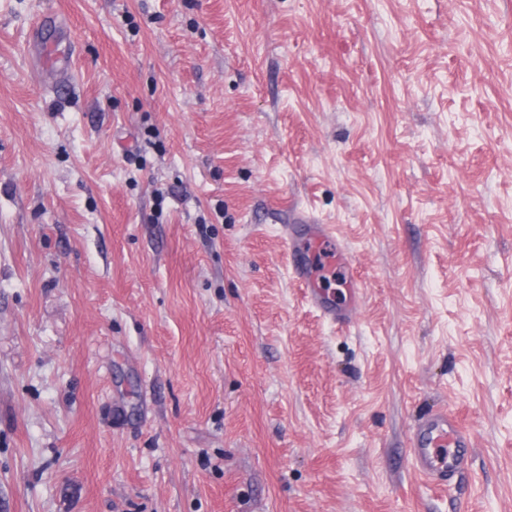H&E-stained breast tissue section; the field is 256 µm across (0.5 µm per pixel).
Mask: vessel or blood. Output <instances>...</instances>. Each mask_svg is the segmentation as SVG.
Wrapping results in <instances>:
<instances>
[{
	"instance_id": "vessel-or-blood-1",
	"label": "vessel or blood",
	"mask_w": 512,
	"mask_h": 512,
	"mask_svg": "<svg viewBox=\"0 0 512 512\" xmlns=\"http://www.w3.org/2000/svg\"><path fill=\"white\" fill-rule=\"evenodd\" d=\"M304 242H291L292 274L306 290L310 305L319 310L331 322L349 324L358 310L362 290L347 252L337 246L332 226L310 224L305 228ZM325 251L331 264L343 274V285L351 302L342 304L336 300V292L322 283L317 271L310 263L311 256ZM410 456L417 474L435 486H448L451 479L461 471L472 446L467 426L447 407L430 410L414 425L410 438Z\"/></svg>"
}]
</instances>
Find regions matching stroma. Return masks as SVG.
<instances>
[{
    "label": "stroma",
    "mask_w": 512,
    "mask_h": 512,
    "mask_svg": "<svg viewBox=\"0 0 512 512\" xmlns=\"http://www.w3.org/2000/svg\"><path fill=\"white\" fill-rule=\"evenodd\" d=\"M0 512H512V0H0ZM306 225V239L300 244L296 241L291 227L292 237L289 238L290 257L292 258V274L306 290L310 305L319 310L331 322L340 325L349 324L358 310L361 302L362 289L358 276L354 273L353 263L347 252L336 245V238L332 226L328 224ZM325 250L330 261L328 272L339 268L345 277L343 285L350 295L351 304L344 305L336 300L334 289L326 288L317 271L310 263V257ZM410 445L417 474L434 486L446 487L465 467L472 440L467 426L447 407L439 406L414 425Z\"/></svg>",
    "instance_id": "stroma-1"
}]
</instances>
